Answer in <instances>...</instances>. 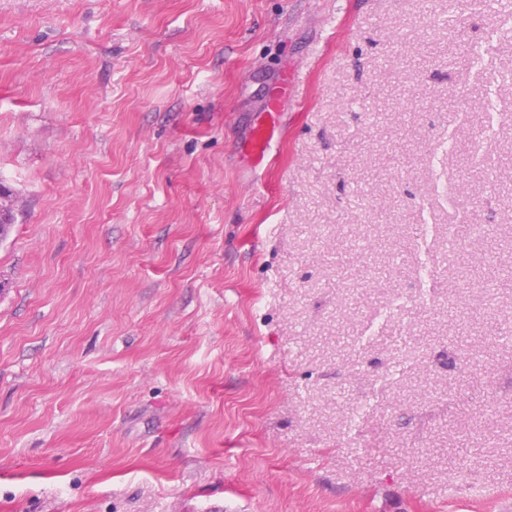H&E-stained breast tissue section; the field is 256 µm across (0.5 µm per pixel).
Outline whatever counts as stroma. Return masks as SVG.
<instances>
[{"label": "stroma", "mask_w": 512, "mask_h": 512, "mask_svg": "<svg viewBox=\"0 0 512 512\" xmlns=\"http://www.w3.org/2000/svg\"><path fill=\"white\" fill-rule=\"evenodd\" d=\"M511 11L0 0V512H512ZM267 107V117L253 124L244 143L246 152L255 166L271 165L274 145L282 135L279 121L280 101L277 94L271 97Z\"/></svg>", "instance_id": "35a3bbf8"}]
</instances>
